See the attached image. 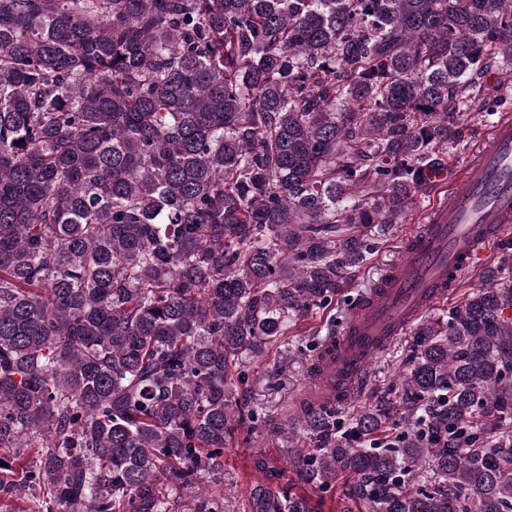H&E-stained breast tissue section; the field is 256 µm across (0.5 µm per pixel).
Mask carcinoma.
Wrapping results in <instances>:
<instances>
[{
  "label": "carcinoma",
  "instance_id": "obj_1",
  "mask_svg": "<svg viewBox=\"0 0 512 512\" xmlns=\"http://www.w3.org/2000/svg\"><path fill=\"white\" fill-rule=\"evenodd\" d=\"M512 0H0V503L171 512L245 366L465 146ZM255 512H512V240ZM403 421L408 431L391 433Z\"/></svg>",
  "mask_w": 512,
  "mask_h": 512
}]
</instances>
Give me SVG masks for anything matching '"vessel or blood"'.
<instances>
[{"label":"vessel or blood","instance_id":"vessel-or-blood-1","mask_svg":"<svg viewBox=\"0 0 512 512\" xmlns=\"http://www.w3.org/2000/svg\"><path fill=\"white\" fill-rule=\"evenodd\" d=\"M429 183L448 186L447 197L410 236L403 261L354 309L342 336L327 344L325 371L336 378L338 402H351L360 392L383 342L446 300L512 223V115L502 114L490 127L459 175L436 170Z\"/></svg>","mask_w":512,"mask_h":512}]
</instances>
